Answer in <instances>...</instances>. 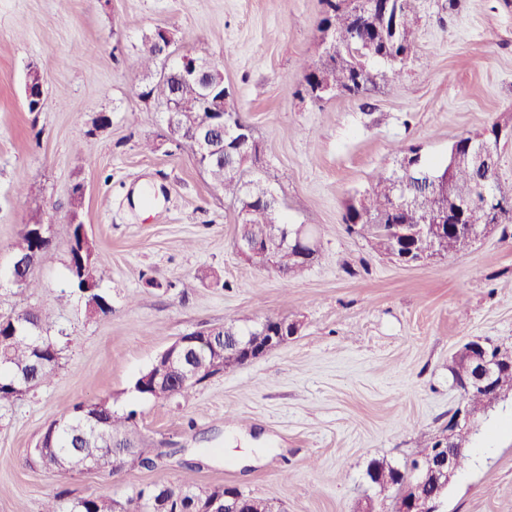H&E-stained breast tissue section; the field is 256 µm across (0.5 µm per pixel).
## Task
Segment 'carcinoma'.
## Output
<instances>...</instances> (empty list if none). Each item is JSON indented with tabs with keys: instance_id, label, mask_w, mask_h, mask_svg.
<instances>
[{
	"instance_id": "carcinoma-1",
	"label": "carcinoma",
	"mask_w": 512,
	"mask_h": 512,
	"mask_svg": "<svg viewBox=\"0 0 512 512\" xmlns=\"http://www.w3.org/2000/svg\"><path fill=\"white\" fill-rule=\"evenodd\" d=\"M420 0H400V4L388 13L379 10L372 0H325L326 9L319 22V30L329 33L333 50L323 52L316 61L302 64L305 79L315 78L331 85L336 93L360 96L375 84L376 73L371 63L381 62L388 66L393 76L400 74L416 46L414 20ZM159 59L153 37L145 38L140 56L141 68L151 70ZM204 91L195 83L176 81L171 77L160 78L140 88L138 96L166 103L175 101L181 112L200 124L207 122L209 115L203 110L201 97ZM418 149H400L415 163L411 169L410 183L406 195L397 199L399 213L392 215V198L395 190L391 175L379 173L372 181L365 198L372 222L355 206V199L345 203L343 216L347 230L369 238L376 248L398 262L409 248L419 249L412 238L391 232L392 227L404 224H438L451 218L455 204L476 195L475 169L463 162L448 161L430 165L416 160ZM238 160L233 158L226 167L212 166L209 178L214 188L224 197L237 203L243 194L260 200L268 195L270 187L259 177L246 178L237 171ZM281 225L280 207H271L258 213L248 234L262 238L272 227ZM473 239L464 232L446 231L438 235V251L446 257L467 250ZM276 266L286 277H298L306 266L297 262L292 254L282 250L277 255ZM47 316L34 308H25L6 317H0V405L19 399L11 387L13 376L36 372L30 388L46 382L58 366L61 349L43 336ZM44 352L51 363L36 367L34 358ZM497 394H512V368L498 372L495 378ZM193 389L184 384L179 376H167L161 386V394H145L143 398L155 401H170ZM84 411L93 416L73 421L64 419L55 435H44L35 448V458L44 468L53 470L65 479L77 470L78 460L91 457L95 471L114 473L128 464L125 458L112 454V439H125L134 434L136 413L130 411L119 415L114 411H98L90 404L78 403L73 411ZM410 471V466H393L372 461L366 469V477L374 487L390 499L388 512H397L399 497L405 492L401 474ZM224 494V486L200 487L188 478L176 486H149L139 490L127 501L126 512H206L210 500ZM116 501L107 495L88 496L74 501L70 512H115Z\"/></svg>"
}]
</instances>
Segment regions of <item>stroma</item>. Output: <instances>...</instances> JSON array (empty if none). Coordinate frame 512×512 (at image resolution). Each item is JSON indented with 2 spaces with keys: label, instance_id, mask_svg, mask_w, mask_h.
<instances>
[{
  "label": "stroma",
  "instance_id": "35a3bbf8",
  "mask_svg": "<svg viewBox=\"0 0 512 512\" xmlns=\"http://www.w3.org/2000/svg\"><path fill=\"white\" fill-rule=\"evenodd\" d=\"M322 0H0V271L43 199L54 230L30 294L0 286V315L47 312L61 359L51 379L0 407V512H41L62 493L126 501L174 485L183 462L198 485L233 486L279 512H360L378 497L370 461L417 458L422 434L442 435L460 402L450 369L480 339L512 351V229L493 227L467 253L402 266L348 233L344 204L400 161L429 163L451 144L512 125V0H421L418 49L399 77L360 97L301 94L303 61L322 53ZM176 54L224 67L236 112L263 149L261 174L288 223L308 225L317 254L288 280L240 258L233 204L191 151L168 140L166 107L143 101L142 39L156 27ZM45 106L27 111L31 71ZM111 118L97 128L99 114ZM154 151H144L145 142ZM96 248L109 315H89L69 287L71 189ZM208 268L211 281L194 282ZM268 317L295 336L217 373L178 404L138 399L132 386L183 336ZM106 399L136 411L152 468L73 472L58 483L34 448L75 404ZM462 444L442 512H512V399L478 415Z\"/></svg>",
  "mask_w": 512,
  "mask_h": 512
}]
</instances>
